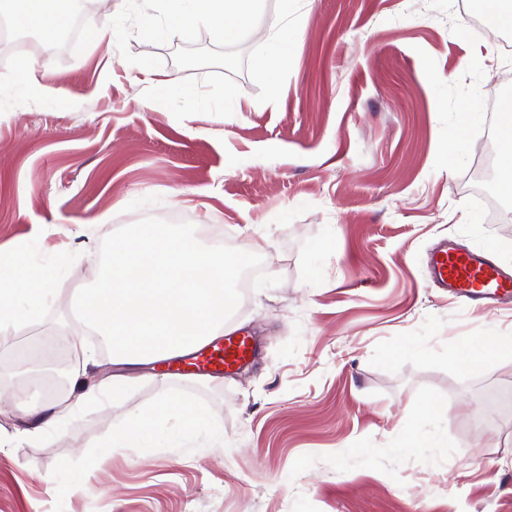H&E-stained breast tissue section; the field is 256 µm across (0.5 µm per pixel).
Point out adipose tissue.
<instances>
[{"mask_svg":"<svg viewBox=\"0 0 512 512\" xmlns=\"http://www.w3.org/2000/svg\"><path fill=\"white\" fill-rule=\"evenodd\" d=\"M0 15L48 43L68 21L66 8L47 0H0ZM34 249L30 243L0 259V326L22 322L56 297L54 284L62 271L51 264L33 265ZM109 266L102 286L85 296L76 316L80 325L103 336L113 364L124 371L26 409L29 437H46L61 414L78 411L95 397L122 400L140 367L204 346L224 332L239 256L202 248L181 224H137L113 241ZM171 417L182 421L185 433L204 429L214 444L223 445L221 424L172 401L125 413L112 429V442L127 448L162 446L163 424Z\"/></svg>","mask_w":512,"mask_h":512,"instance_id":"ef3b65f1","label":"adipose tissue"}]
</instances>
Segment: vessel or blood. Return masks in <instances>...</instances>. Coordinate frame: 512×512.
<instances>
[{"instance_id":"b4317fda","label":"vessel or blood","mask_w":512,"mask_h":512,"mask_svg":"<svg viewBox=\"0 0 512 512\" xmlns=\"http://www.w3.org/2000/svg\"><path fill=\"white\" fill-rule=\"evenodd\" d=\"M431 265L435 282L447 288L453 300L460 304L512 295V279L502 275L487 254L460 247H444L435 252ZM252 352L249 337L229 335L183 356L181 363L188 370L211 368L228 371L245 362Z\"/></svg>"}]
</instances>
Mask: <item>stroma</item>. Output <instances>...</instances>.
Listing matches in <instances>:
<instances>
[{
	"label": "stroma",
	"mask_w": 512,
	"mask_h": 512,
	"mask_svg": "<svg viewBox=\"0 0 512 512\" xmlns=\"http://www.w3.org/2000/svg\"><path fill=\"white\" fill-rule=\"evenodd\" d=\"M67 41L14 29L0 83L59 91L0 98V252L37 241L62 261L56 300L0 328V373L20 350L75 328L77 290L94 288L112 241L177 216L205 246L266 240L264 266L227 321L255 351L230 375L146 366L117 407L66 416L46 439L23 433L40 376L0 386V512H512V355L465 368L464 341L512 331V309H465L430 286L447 239L512 272V199L485 183L512 98V49L485 0H304L278 104L246 72L181 69L180 38H131L191 98L142 111L148 85L115 38L94 32L124 0H72ZM232 92L239 112H200ZM476 121L455 137L459 113ZM108 223H97L103 210ZM417 339L424 354L404 350ZM224 427L181 448H112L124 412L162 398ZM69 475H58L61 463Z\"/></svg>",
	"instance_id": "stroma-1"
}]
</instances>
